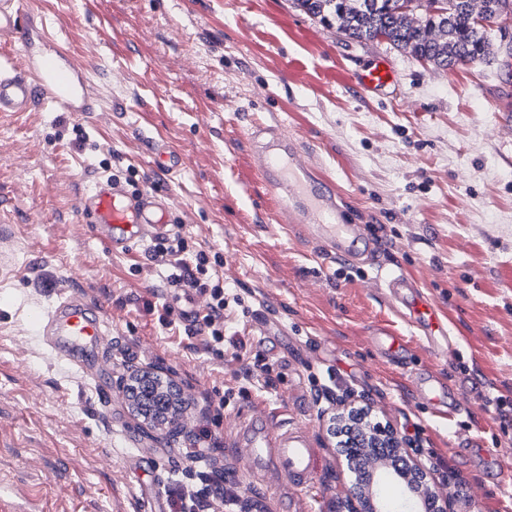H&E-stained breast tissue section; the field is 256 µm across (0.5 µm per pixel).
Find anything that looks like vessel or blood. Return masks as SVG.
Masks as SVG:
<instances>
[{"mask_svg": "<svg viewBox=\"0 0 512 512\" xmlns=\"http://www.w3.org/2000/svg\"><path fill=\"white\" fill-rule=\"evenodd\" d=\"M35 35L27 12L14 7L12 0H0V44H17L25 52L23 67L0 62V116L30 111L44 100L62 112L83 115L92 111L85 71L72 64L57 38L50 36L39 43ZM356 81L363 92L377 94L393 84L394 73L379 60L361 71ZM151 150L155 167L163 175L179 173L183 168V157L165 145L152 144ZM257 155L264 180L282 200L291 221L319 225L328 233L336 254L345 259L371 257L373 243L366 240L360 225L343 220L334 193L300 161L293 139L271 132L269 139L258 146ZM82 215L114 252L172 232L170 210L159 193L134 195L116 180L96 181L82 198ZM383 282L404 309L413 335L423 341L435 359H446L448 319L436 302L419 293L415 282L401 273L388 272ZM42 329L54 357L74 364L84 375L94 374L89 355L101 347L108 331L98 311L79 292L61 293L56 304L45 312ZM375 342L391 356L407 348L403 338L387 326L377 328ZM415 387L419 398L434 402L441 420L455 418L457 407L447 401V389L436 375L417 380ZM280 412V407L269 406L253 415V433L242 454L252 461L251 472L257 479L274 472L288 478L299 502L317 499L320 452L309 435L288 428L280 420Z\"/></svg>", "mask_w": 512, "mask_h": 512, "instance_id": "vessel-or-blood-1", "label": "vessel or blood"}]
</instances>
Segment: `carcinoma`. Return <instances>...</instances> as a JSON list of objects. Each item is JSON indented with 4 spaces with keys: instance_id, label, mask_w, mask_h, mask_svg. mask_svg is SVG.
<instances>
[{
    "instance_id": "carcinoma-1",
    "label": "carcinoma",
    "mask_w": 512,
    "mask_h": 512,
    "mask_svg": "<svg viewBox=\"0 0 512 512\" xmlns=\"http://www.w3.org/2000/svg\"><path fill=\"white\" fill-rule=\"evenodd\" d=\"M470 3L454 0L447 15L414 27L393 12L390 0H295L305 14L328 29L344 31L351 40L373 42L383 32L394 48L442 68L460 59L484 61L494 54L493 34L470 23ZM130 392L138 415L150 421L182 409L177 391L152 380H135Z\"/></svg>"
}]
</instances>
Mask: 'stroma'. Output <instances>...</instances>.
<instances>
[{
    "mask_svg": "<svg viewBox=\"0 0 512 512\" xmlns=\"http://www.w3.org/2000/svg\"><path fill=\"white\" fill-rule=\"evenodd\" d=\"M41 15L85 69L95 112L37 105L0 119V491L21 490L46 512H177L173 488L215 512H292L234 456L241 418L267 403L288 408L322 457L320 512H347L353 475L327 432L316 391L388 421L432 467L455 512H512V68L502 61L442 69L388 43H359L296 10L294 0H14ZM395 72L371 97L353 81L375 58ZM280 125L320 171L340 211L375 244L372 263L326 258L328 237L297 232L270 194L247 139ZM87 136L78 149V136ZM185 160L162 178L148 144ZM117 177L128 190L169 197L178 235L218 251L230 301L226 329L243 348L208 352L183 323L163 326L152 307L204 309L208 295L164 285L152 243L112 253L82 222L84 192ZM395 269L418 279L451 321L448 358L411 342L406 362L370 339L380 325L409 333L374 278ZM65 289L105 310L109 334L93 381L48 352L40 316ZM270 320L259 334L254 325ZM170 372L190 437L171 439L105 407L100 387L131 366ZM269 370L271 387L244 382ZM432 371L461 413L437 422L410 383ZM501 397L486 410L485 395ZM210 450L194 461L192 437ZM180 494V495H181Z\"/></svg>",
    "mask_w": 512,
    "mask_h": 512,
    "instance_id": "1",
    "label": "stroma"
}]
</instances>
